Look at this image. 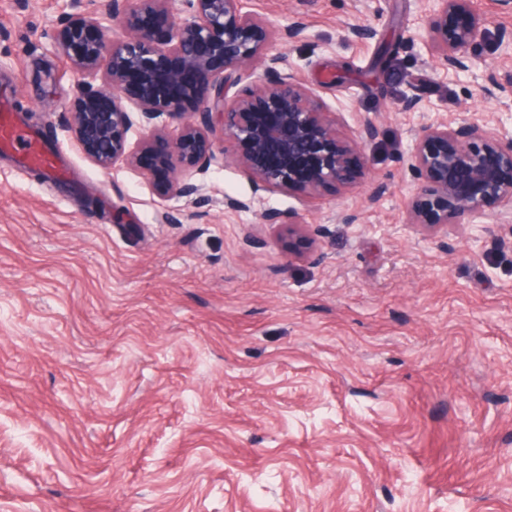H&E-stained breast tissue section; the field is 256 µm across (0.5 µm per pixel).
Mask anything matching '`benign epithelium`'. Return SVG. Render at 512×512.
Here are the masks:
<instances>
[{
  "label": "benign epithelium",
  "mask_w": 512,
  "mask_h": 512,
  "mask_svg": "<svg viewBox=\"0 0 512 512\" xmlns=\"http://www.w3.org/2000/svg\"><path fill=\"white\" fill-rule=\"evenodd\" d=\"M168 0H71L56 41L72 66L98 76L101 84L81 92L70 113L76 141L86 156L108 169L118 160L140 164L153 156V168L169 174L168 183L183 195L199 190L181 182L176 164L206 171L216 160L215 130L223 140L243 148L234 160L247 168L255 191L299 188L308 194L324 186L348 183L353 156L379 135L368 121L351 140L340 138L336 117L326 111L315 91L295 76L256 83L227 100L226 93L241 75L257 65L276 72L280 57L270 53L278 40L296 39L302 22L281 31L262 16L243 10L242 0H189L191 19L174 23ZM427 42L452 70H470L465 49L481 35L471 0H431ZM466 16L467 24H448ZM125 30L112 38V24ZM220 61L224 74L217 77ZM482 88L492 95L512 96V84L498 80L494 70L481 74ZM134 100L125 104V97ZM201 102L199 119L182 123L179 134L164 138L153 121L163 112L180 120L179 100ZM141 128L138 147L128 135ZM420 180L408 223L434 229L456 224L466 215L512 207V138L491 129L453 126L441 121L425 127L411 153ZM264 223L288 239L303 237L304 224L292 215L268 211Z\"/></svg>",
  "instance_id": "7a95c632"
}]
</instances>
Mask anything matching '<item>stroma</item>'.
<instances>
[{"label":"stroma","mask_w":512,"mask_h":512,"mask_svg":"<svg viewBox=\"0 0 512 512\" xmlns=\"http://www.w3.org/2000/svg\"><path fill=\"white\" fill-rule=\"evenodd\" d=\"M472 6L484 31L453 72L428 0H243L302 22L271 50L343 136L380 134L315 197L254 194L217 134L184 196L78 148L67 0H0V89L68 169L0 153V512H512V210L407 221L422 128L512 136V99L476 78L512 83V0ZM269 210L302 218L304 255Z\"/></svg>","instance_id":"1"}]
</instances>
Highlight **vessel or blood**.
Listing matches in <instances>:
<instances>
[{"label":"vessel or blood","mask_w":512,"mask_h":512,"mask_svg":"<svg viewBox=\"0 0 512 512\" xmlns=\"http://www.w3.org/2000/svg\"><path fill=\"white\" fill-rule=\"evenodd\" d=\"M13 151L19 154L23 166L39 167L54 176H63L64 171L58 156L52 153L36 136L26 133L11 112L6 96H0V152Z\"/></svg>","instance_id":"1"}]
</instances>
